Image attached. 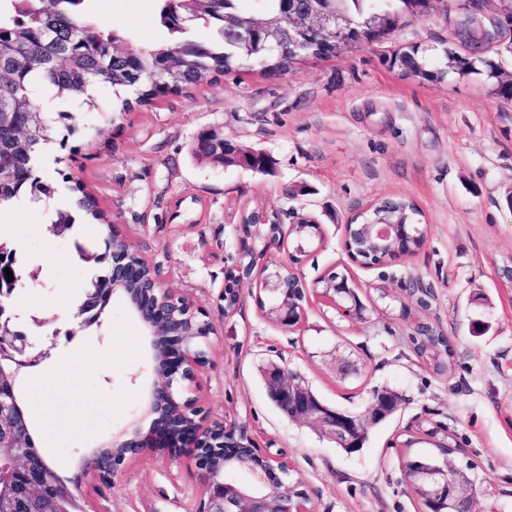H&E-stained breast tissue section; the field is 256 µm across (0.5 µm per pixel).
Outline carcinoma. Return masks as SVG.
Here are the masks:
<instances>
[{
  "label": "carcinoma",
  "mask_w": 512,
  "mask_h": 512,
  "mask_svg": "<svg viewBox=\"0 0 512 512\" xmlns=\"http://www.w3.org/2000/svg\"><path fill=\"white\" fill-rule=\"evenodd\" d=\"M86 2L88 0H54V11L48 13L43 0H0V69L14 76L13 85L0 87V104L9 97H30L35 85L88 101L92 88L107 84L116 97L115 110L127 112L133 105L151 100L160 85L179 92L186 86L210 82L244 65H259L271 74H282L297 61L296 56L274 47L269 31L252 27V15L238 8V0H207L195 9L187 0H157L156 20L166 30L167 38L141 46L137 59L132 61L114 52L115 46L126 41V35L101 27L84 9ZM263 2V16L271 21L288 11L286 0ZM325 6L347 18L350 27L365 32L380 18L385 20L387 31L394 32L406 17V0H327ZM196 24L207 28L209 36L196 37L192 33ZM48 29L57 30V36L47 38ZM386 63L392 68L412 70L424 79H442L450 72L460 77L483 74L491 81L494 95L512 101V75L505 74L492 50L479 51L464 61L460 52L448 46L443 49L440 64L434 66L427 51L410 46L388 56ZM67 118L66 112L53 115L41 110L31 114L27 116L28 134L23 138L14 136L7 128H0V203L27 192L47 196L54 192L35 175V169L44 147L54 139L58 122ZM216 138L214 128L199 134L192 148L196 160L216 166H238L260 174L272 171L275 160L261 150L245 156L239 164L224 161V156L214 154ZM71 204L70 210L58 213L56 224L72 226V214L76 213L98 225L104 248L95 255L94 263L102 266V270L92 281L87 296L98 295L99 308L103 310L112 298L113 256L123 255L126 264L131 266H139L141 261L127 246L112 239L111 224L94 196L80 189ZM420 215L413 203L399 199L386 208L354 219L348 226L349 238L358 248L365 221L403 218L408 221L405 234L390 248L411 252L423 245L419 238ZM188 333L190 343L198 351L206 352L205 338L211 328L193 324ZM430 353L439 370L452 372L454 355L444 343L432 345ZM432 445L431 454L417 455L412 461L443 465L448 457L445 448L437 440ZM281 479L282 485L288 488V496L308 497L296 471L282 472Z\"/></svg>",
  "instance_id": "cac0c4a2"
}]
</instances>
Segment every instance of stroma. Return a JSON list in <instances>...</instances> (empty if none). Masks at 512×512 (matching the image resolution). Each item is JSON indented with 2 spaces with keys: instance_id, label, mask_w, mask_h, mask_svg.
I'll list each match as a JSON object with an SVG mask.
<instances>
[{
  "instance_id": "1",
  "label": "stroma",
  "mask_w": 512,
  "mask_h": 512,
  "mask_svg": "<svg viewBox=\"0 0 512 512\" xmlns=\"http://www.w3.org/2000/svg\"><path fill=\"white\" fill-rule=\"evenodd\" d=\"M93 17L128 33L137 49L160 42L156 0H90ZM450 39L444 5L405 18L389 40L359 41L293 63L273 76L245 66L211 83L161 93L128 112L113 111L110 87L93 105L62 104L41 94L46 111L68 109L38 171L58 203L82 187L99 201L119 232L152 265L165 287L206 312L215 333L210 362L195 392L207 421L246 428L264 448L284 451L305 482L316 512H422L404 464L431 451L427 429L454 434L477 479L473 512H512V102L497 98L482 75L427 81L389 68L384 56L418 43L441 56ZM219 128L247 148L269 153L271 173L198 163L190 146L198 132ZM387 197L413 200L428 232L414 255L395 258L389 280L352 262L343 243L346 222ZM315 217L322 236L295 270L307 284L345 274L364 304L349 317L319 297L301 325L285 329L267 316L273 294L245 289L238 310L224 316L218 295L224 271L243 241L242 209ZM43 212L20 196L0 210L34 266L21 272L10 305L15 330L42 362L20 380L34 387L30 426L54 473L70 481L84 457L142 415L147 339L120 299L99 324L75 328L65 307L82 300L95 265L74 260L76 246L102 249L95 225L81 237L48 232ZM432 294L422 308L410 284ZM385 290L408 316L374 302ZM487 326L472 335V319ZM433 325L454 352L451 376L434 374L409 336L416 322ZM90 346L92 360L64 358L69 345ZM350 361L352 371L339 367ZM275 362L333 408L363 414L374 389L389 388L400 410L373 428L356 453L344 452L311 426L293 421L270 400L261 367ZM414 438L405 447L406 438ZM203 476L187 451L144 449L111 483L84 485V512H196Z\"/></svg>"
}]
</instances>
